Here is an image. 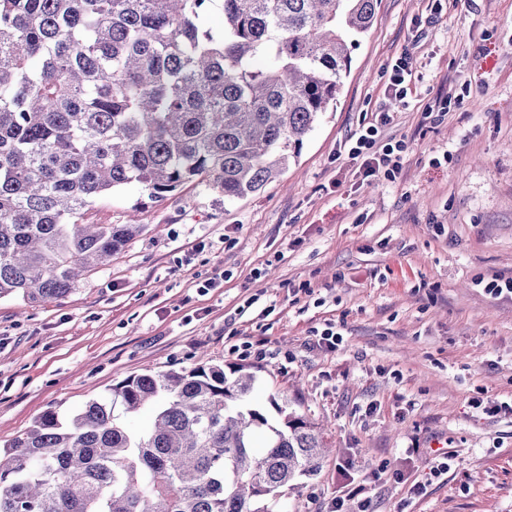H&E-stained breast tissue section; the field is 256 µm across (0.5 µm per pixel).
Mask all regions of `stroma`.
I'll return each mask as SVG.
<instances>
[{"mask_svg": "<svg viewBox=\"0 0 512 512\" xmlns=\"http://www.w3.org/2000/svg\"><path fill=\"white\" fill-rule=\"evenodd\" d=\"M409 47L395 103L387 66ZM386 110L383 138L408 149L396 180H371L347 146ZM141 197L85 212L142 230L66 298H0V447L47 410L206 357L253 372L272 422L277 400L319 427L328 452L286 512H329L351 482L346 512H512V414L484 411L512 397V298L483 288L512 278V0H378L277 181L224 203L195 183Z\"/></svg>", "mask_w": 512, "mask_h": 512, "instance_id": "1", "label": "stroma"}]
</instances>
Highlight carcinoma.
I'll return each mask as SVG.
<instances>
[{"mask_svg":"<svg viewBox=\"0 0 512 512\" xmlns=\"http://www.w3.org/2000/svg\"><path fill=\"white\" fill-rule=\"evenodd\" d=\"M377 2L0 0V298H64L124 248L141 225L81 223L116 189L224 202L274 182ZM254 383L201 362L44 412L0 448V512H278L324 446L274 400L271 423Z\"/></svg>","mask_w":512,"mask_h":512,"instance_id":"obj_1","label":"carcinoma"}]
</instances>
